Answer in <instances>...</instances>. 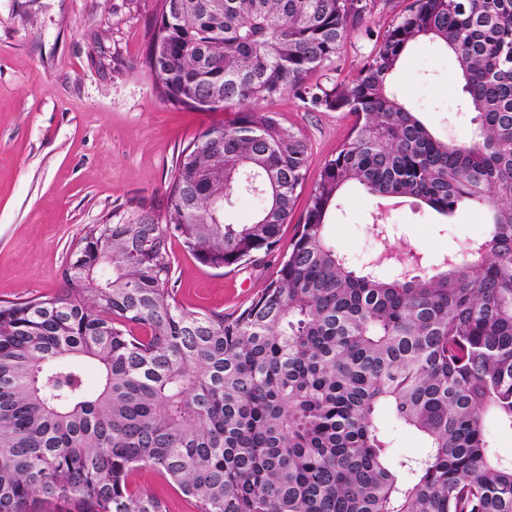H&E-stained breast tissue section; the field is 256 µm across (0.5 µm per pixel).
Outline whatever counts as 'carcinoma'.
<instances>
[{
	"label": "carcinoma",
	"mask_w": 512,
	"mask_h": 512,
	"mask_svg": "<svg viewBox=\"0 0 512 512\" xmlns=\"http://www.w3.org/2000/svg\"><path fill=\"white\" fill-rule=\"evenodd\" d=\"M377 0H159L142 67L165 103L234 113L179 152L159 210L90 225L63 288L0 305V512H167L132 484L157 471L197 512H512V0H412L357 74L307 79ZM451 50L478 112L436 138L391 91L401 55ZM292 93L355 117L295 216L309 145L270 109ZM348 185L448 216L488 215L434 273L357 270L326 236ZM256 197L247 224L224 203ZM297 232L276 276L231 315L170 288L171 242L199 263H252ZM100 375L91 391L86 367ZM417 432L394 462L381 411ZM486 436L493 452L500 458L512 460V430L495 419L486 422Z\"/></svg>",
	"instance_id": "1"
}]
</instances>
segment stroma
Returning a JSON list of instances; mask_svg holds the SVG:
<instances>
[{"label": "stroma", "instance_id": "obj_1", "mask_svg": "<svg viewBox=\"0 0 512 512\" xmlns=\"http://www.w3.org/2000/svg\"><path fill=\"white\" fill-rule=\"evenodd\" d=\"M158 0H0V302L58 292L69 250L86 227L124 219L141 202L164 197L178 152L224 125L230 113L176 110L154 94L138 68ZM373 48L352 35L311 83L352 77ZM391 87L444 141H469L476 113L462 91L453 53L428 39L401 56ZM274 108L310 143V177L334 158L353 124L344 112L311 110L284 95ZM389 233L379 238L374 225ZM482 209L438 215L411 200L389 205L346 187L326 233L358 269L398 276L391 249L415 256L418 270L480 239ZM171 285L193 310L233 313L275 275V255L258 265L214 269L173 244Z\"/></svg>", "mask_w": 512, "mask_h": 512}]
</instances>
